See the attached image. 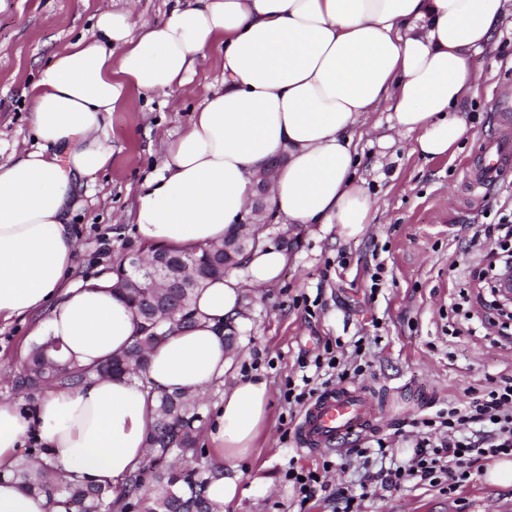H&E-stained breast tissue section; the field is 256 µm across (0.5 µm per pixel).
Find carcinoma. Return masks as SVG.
Masks as SVG:
<instances>
[{
    "label": "carcinoma",
    "instance_id": "carcinoma-1",
    "mask_svg": "<svg viewBox=\"0 0 512 512\" xmlns=\"http://www.w3.org/2000/svg\"><path fill=\"white\" fill-rule=\"evenodd\" d=\"M224 243L211 245L196 253L182 254L165 247L173 260H190L186 274L202 284L222 276L216 264L223 261ZM133 311L137 330L127 350L107 358L95 367H82L63 361L55 353L53 341L34 344L22 370L15 377V387L36 395L51 386L80 384L89 374L126 377L148 386L146 376L150 351L167 339L173 326L187 327L195 322L191 302L193 294L182 298L176 288H160L154 293L117 283ZM154 425L148 437L149 464L142 465L126 481L123 491L112 496V489L99 484H73L63 479L58 469L40 461L43 448L32 438L23 448L15 475L24 486L54 500L65 498L66 512H129L144 508L148 512H212L205 489L206 470L199 458L200 416L186 393H163L155 398ZM153 483L151 492L145 484Z\"/></svg>",
    "mask_w": 512,
    "mask_h": 512
}]
</instances>
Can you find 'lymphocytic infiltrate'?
<instances>
[{
  "mask_svg": "<svg viewBox=\"0 0 512 512\" xmlns=\"http://www.w3.org/2000/svg\"><path fill=\"white\" fill-rule=\"evenodd\" d=\"M424 434L415 439L407 464L365 473L359 490L336 491L337 512H363L364 492L373 485L399 489L402 482L418 478L429 483L446 480L449 488L464 481L472 464L499 455L512 456V381L492 387L468 404H454L445 419L423 420ZM441 430L432 439V430Z\"/></svg>",
  "mask_w": 512,
  "mask_h": 512,
  "instance_id": "lymphocytic-infiltrate-1",
  "label": "lymphocytic infiltrate"
}]
</instances>
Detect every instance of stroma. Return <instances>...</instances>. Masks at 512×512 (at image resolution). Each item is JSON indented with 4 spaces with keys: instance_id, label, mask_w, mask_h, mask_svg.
I'll list each match as a JSON object with an SVG mask.
<instances>
[{
    "instance_id": "1",
    "label": "stroma",
    "mask_w": 512,
    "mask_h": 512,
    "mask_svg": "<svg viewBox=\"0 0 512 512\" xmlns=\"http://www.w3.org/2000/svg\"><path fill=\"white\" fill-rule=\"evenodd\" d=\"M108 0H0V161L14 143L33 138L27 90L54 54L90 30ZM224 51L201 59L190 90L145 93L128 89L110 120V167L83 177L87 192L73 220L78 243L79 280L127 264L143 241L133 233L136 196L144 178L158 173V138L177 137L187 126L206 89L219 85ZM479 87L459 110L469 127L455 152L427 159L413 153L412 137L397 134L382 144L367 131L358 142L357 175L374 201L370 224L354 236L336 224L286 226L265 213L264 242L288 251L290 259L274 284L247 289L244 320L234 331L233 361L223 382L200 397L198 411L209 416L235 378H264L271 393L268 428L250 457L225 462L239 473L243 496L224 512H336L338 484L358 481L362 468L339 463L348 449L386 439L396 458L413 452L417 422L464 403L486 387L512 379V344L497 336L454 335L460 317L449 304L472 289L470 273L495 240H469L478 225L512 221V173L492 189L472 187L470 169L488 136L512 130V16L494 33L479 58ZM383 266L380 285L371 276ZM35 318L0 324V400L26 405L12 379L32 343ZM357 356L359 374L348 383L362 386L382 403L376 434L340 442L334 450L301 453L298 422L302 406L285 398L289 378L316 354ZM332 462L322 488L302 499L289 471L319 470ZM485 461L470 468L456 490L416 479L397 490H377L363 512H512V488L485 482ZM324 469V468H323Z\"/></svg>"
}]
</instances>
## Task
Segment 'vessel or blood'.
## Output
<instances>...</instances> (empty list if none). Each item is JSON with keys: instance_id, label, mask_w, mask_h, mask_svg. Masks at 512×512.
I'll return each instance as SVG.
<instances>
[{"instance_id": "vessel-or-blood-1", "label": "vessel or blood", "mask_w": 512, "mask_h": 512, "mask_svg": "<svg viewBox=\"0 0 512 512\" xmlns=\"http://www.w3.org/2000/svg\"><path fill=\"white\" fill-rule=\"evenodd\" d=\"M512 168V139L504 136L485 140L480 163L474 170V186H494L500 174ZM378 417L369 391L342 385L319 394L301 416L300 444L306 453L334 449L336 444L373 427Z\"/></svg>"}]
</instances>
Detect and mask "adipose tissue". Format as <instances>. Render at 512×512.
I'll list each match as a JSON object with an SVG mask.
<instances>
[{
    "mask_svg": "<svg viewBox=\"0 0 512 512\" xmlns=\"http://www.w3.org/2000/svg\"><path fill=\"white\" fill-rule=\"evenodd\" d=\"M511 14L512 0H176L157 22L134 20L129 7L100 10L31 87L35 146H13L0 162V322L45 312L34 335L59 340L84 366L130 345L136 325L115 276L69 283L79 179L110 166L108 120L129 88L185 86L198 60L224 47L220 88L163 141V170L137 195L141 240L181 251L222 242L270 163L269 210L353 235L373 209L356 178L358 126L383 110L391 129L413 136L415 153L448 155L468 133L458 105L478 90L474 60ZM287 261L263 244L200 289L194 325L151 351L148 387L95 377L46 391L29 411L0 401V512H66L13 477L32 434L72 481L122 488L146 455L149 393L196 394L222 380L224 324L241 323L244 285L274 283ZM269 403L254 375L215 407L205 429L214 512L237 497L240 478L224 464L251 454Z\"/></svg>",
    "mask_w": 512,
    "mask_h": 512,
    "instance_id": "ef3b65f1",
    "label": "adipose tissue"
}]
</instances>
